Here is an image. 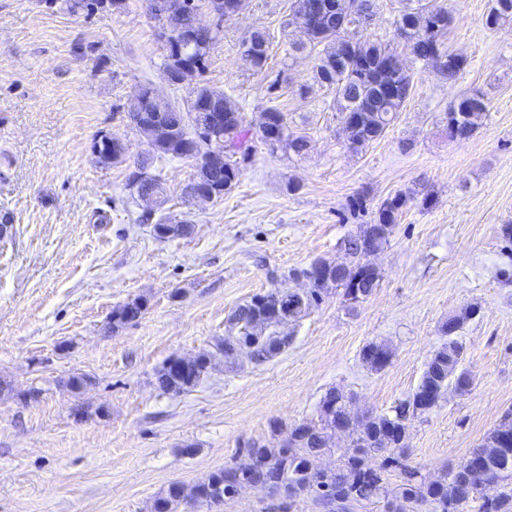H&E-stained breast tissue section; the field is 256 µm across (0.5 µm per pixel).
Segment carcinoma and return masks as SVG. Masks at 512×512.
Listing matches in <instances>:
<instances>
[{
    "mask_svg": "<svg viewBox=\"0 0 512 512\" xmlns=\"http://www.w3.org/2000/svg\"><path fill=\"white\" fill-rule=\"evenodd\" d=\"M357 2V15L344 19L328 13L321 25L290 43L295 51L318 49L313 81L336 90L340 112L347 113L348 149L355 153L385 134L413 87L411 74L397 67L399 55L391 48L367 37H347L342 33L344 28L352 32L364 26L375 13L377 0ZM421 8L422 0H409L395 21V30L406 33L405 44L410 54L427 65L439 67L441 75L452 81L465 67L462 56L451 54L443 47L454 21L453 11L436 2L424 17ZM509 20H512V0H494L485 17L486 28L497 30ZM245 40L251 42L253 51L250 63L263 68L269 58L268 34L256 29ZM206 69L204 65L199 71L196 99L190 111L203 115L205 121L211 112L223 114L224 163L214 172H200L199 180L202 186L213 181L227 192L238 181L240 160L250 155L248 142L252 134L243 126L236 105L204 80ZM174 112L176 108L168 102L154 97L147 100V113L159 114L171 125L176 124ZM484 112L483 97L473 93L458 99L448 110V119L461 118L460 134L468 138L478 128ZM258 139L271 152L281 150L296 157L303 156L309 144L305 133L288 132L275 147L262 135ZM199 146L197 128H183L162 154L188 160ZM157 185H163L159 177L147 170L144 161L136 162L128 176V186L150 190ZM414 197L415 192L409 190L377 205L366 226V230L375 234L377 246L387 244L404 206ZM311 266L322 267L326 279L305 293L307 309L318 304L322 294L332 287L342 289L344 301L352 307V286L370 295L379 283V272L365 269L355 259L345 267L322 258ZM279 293L281 290L274 288L256 294L234 309L228 318V334L217 344L224 356L234 355L242 343L249 344L256 362L264 363L285 349L275 315L274 295ZM260 320L266 323L262 335L253 329V323ZM460 325L461 319L457 317L443 325L442 335L446 340L434 351L415 391L389 412L351 419L346 412L348 398L333 388L321 399L317 419L289 427L288 438L275 446L263 444L249 448L248 452L255 458L253 466L242 468L227 463L189 490L179 482H172L155 501V512H178L183 503L198 507L219 503L231 499L238 488L253 484L272 489L282 499L277 505L278 512H292L301 498L316 500L324 495L339 498L342 512H378L391 494L388 475L396 470L400 478L396 488L400 512H471L477 500L480 501L477 512H512V436L506 442L499 440L500 431L512 427V411L467 455L466 460L473 468L458 464L439 476H432L423 472L422 466L408 463L410 452L406 439L411 421L416 415L426 413L422 409V396L429 395L434 403H439L463 358L465 347L456 338ZM207 365V357L199 356L187 363L184 376L173 375L163 368L158 372L159 387L165 392L187 390L197 384ZM339 425L352 426L353 434L350 447L334 450L330 448L331 433ZM332 450L338 453L337 465L321 468L317 459Z\"/></svg>",
    "mask_w": 512,
    "mask_h": 512,
    "instance_id": "cac0c4a2",
    "label": "carcinoma"
}]
</instances>
